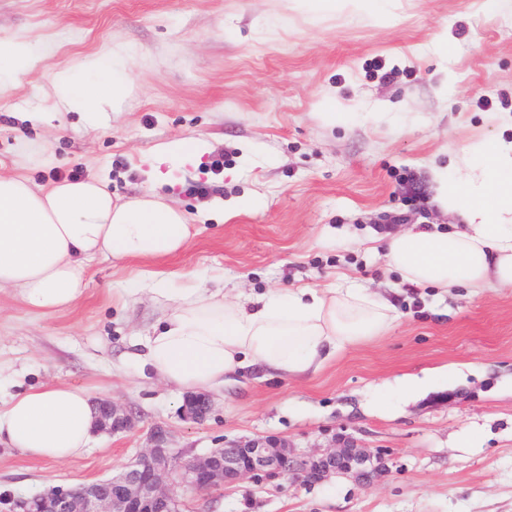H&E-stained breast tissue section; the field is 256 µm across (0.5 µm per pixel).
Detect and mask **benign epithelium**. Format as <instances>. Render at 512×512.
Returning a JSON list of instances; mask_svg holds the SVG:
<instances>
[{
    "label": "benign epithelium",
    "mask_w": 512,
    "mask_h": 512,
    "mask_svg": "<svg viewBox=\"0 0 512 512\" xmlns=\"http://www.w3.org/2000/svg\"><path fill=\"white\" fill-rule=\"evenodd\" d=\"M102 410L98 425L106 430L118 432L135 426L133 414L114 402L103 404ZM210 411L206 394L184 400L183 416L189 421L199 424ZM378 459V454L351 443L340 453L299 458L284 440L253 438L226 441L224 447L186 461L170 448L166 430L156 428L150 433L149 446L120 474L72 489L54 487L29 497H5L3 505L4 512H182L183 502L176 495L181 486L212 491L249 476H327L336 472L357 476Z\"/></svg>",
    "instance_id": "7a95c632"
}]
</instances>
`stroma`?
Segmentation results:
<instances>
[{
	"mask_svg": "<svg viewBox=\"0 0 512 512\" xmlns=\"http://www.w3.org/2000/svg\"><path fill=\"white\" fill-rule=\"evenodd\" d=\"M0 39L28 40L40 58L0 94L1 174L48 186L76 170L115 200L154 196L190 222L174 254L94 259L73 308L36 314L0 292V365L14 390L62 381L137 417L132 431L94 432L66 462L0 445L1 494L110 477L160 425L187 458L265 436L301 457L347 440L381 454L382 470L360 481L182 489L185 512H512V288L444 294L382 258L389 236L461 223L438 200L436 168L465 177L474 147L512 140V7L388 0L379 20L302 0H0ZM112 48L130 90L103 113L104 131L50 111L56 67ZM179 139L206 149L172 169L162 157ZM240 197L252 204L238 213L211 207ZM153 272L206 288L220 275L230 297L346 276L399 317L317 373L226 377L195 424L184 392L125 358L130 337L164 319L149 298H120ZM404 376L429 383L407 398L394 390Z\"/></svg>",
	"mask_w": 512,
	"mask_h": 512,
	"instance_id": "1",
	"label": "stroma"
}]
</instances>
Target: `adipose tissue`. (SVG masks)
<instances>
[{
    "mask_svg": "<svg viewBox=\"0 0 512 512\" xmlns=\"http://www.w3.org/2000/svg\"><path fill=\"white\" fill-rule=\"evenodd\" d=\"M125 69L116 50L67 62L53 74L54 108L81 113L89 129L101 130V113L127 91ZM474 153L479 173L469 182L437 173L440 201L460 212L461 228H423L384 245L387 265L406 281L446 291L512 288V140ZM189 234L181 211L154 199L114 203L98 179L44 187L22 174L0 175V290H13L35 312L73 307L96 257L159 258L182 249ZM123 295L167 304L164 326L134 344L132 356L179 390L215 389L244 368L299 377L382 335L396 318L386 299L352 283L229 301L223 289L155 276L132 282ZM94 428L90 393L65 383L0 401V444L32 458L81 456Z\"/></svg>",
    "mask_w": 512,
    "mask_h": 512,
    "instance_id": "1",
    "label": "adipose tissue"
}]
</instances>
